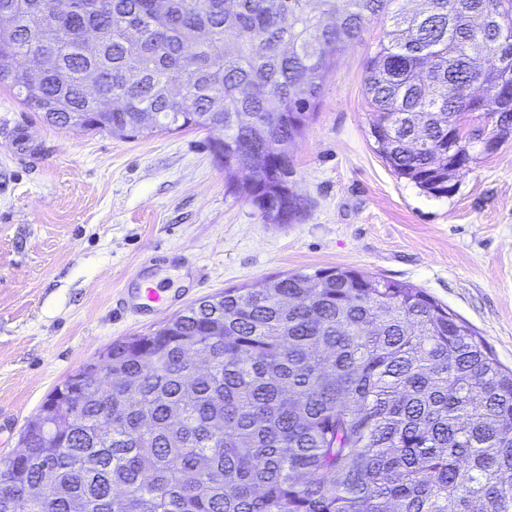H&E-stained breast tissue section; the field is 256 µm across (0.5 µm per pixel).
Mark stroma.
Returning <instances> with one entry per match:
<instances>
[{
  "label": "stroma",
  "instance_id": "1",
  "mask_svg": "<svg viewBox=\"0 0 512 512\" xmlns=\"http://www.w3.org/2000/svg\"><path fill=\"white\" fill-rule=\"evenodd\" d=\"M390 28L372 17L328 74L288 185L302 216L270 224L233 193L204 129L142 134L56 127L0 89V458L47 396L112 342L163 317L124 308L141 278L169 290L165 317L227 288L350 268L422 288L512 367V135L437 197L375 151L367 63ZM37 157L18 161L16 131Z\"/></svg>",
  "mask_w": 512,
  "mask_h": 512
}]
</instances>
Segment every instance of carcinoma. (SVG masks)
Masks as SVG:
<instances>
[{"instance_id":"carcinoma-1","label":"carcinoma","mask_w":512,"mask_h":512,"mask_svg":"<svg viewBox=\"0 0 512 512\" xmlns=\"http://www.w3.org/2000/svg\"><path fill=\"white\" fill-rule=\"evenodd\" d=\"M71 2L101 34L94 52L51 0H0V88L57 127L220 130L224 171L255 177L230 188L273 224L302 209L285 146L380 12L364 91L396 175L450 194L448 165L473 157L448 135L475 105L512 134V0ZM47 46L32 91L24 61ZM172 85L191 110L163 126ZM105 368L106 390L48 395L0 467V512H512V369L410 283L334 268L228 288L112 343ZM68 0H55L51 2V12L53 16L55 17V21L59 26H66L67 28V22L70 17V9H68ZM66 4V6L63 8L62 5ZM70 32V37L74 40H82L86 41L88 43H91L93 41V34L91 32L83 31L81 28L73 29V28H67Z\"/></svg>"}]
</instances>
